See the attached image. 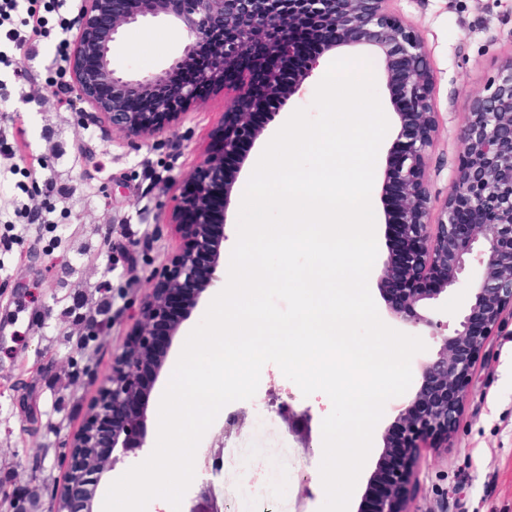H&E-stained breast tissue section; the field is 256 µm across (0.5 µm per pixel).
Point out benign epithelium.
<instances>
[{"label": "benign epithelium", "instance_id": "obj_1", "mask_svg": "<svg viewBox=\"0 0 512 512\" xmlns=\"http://www.w3.org/2000/svg\"><path fill=\"white\" fill-rule=\"evenodd\" d=\"M389 0H82L68 62L75 98L103 120L111 140L148 142L175 128L213 93L229 96L211 148L179 181L172 222L180 234L162 282L141 305L127 346L112 362V379L75 436L68 485L46 512H95L105 474L143 447L144 409L163 361L156 344L163 326L175 335L171 310L191 308L217 279L223 258L227 197L243 149L263 134L271 106L298 93L318 66L311 41L327 52L367 46L383 62L386 87L400 121L397 161L384 184L398 224L380 280L392 287L394 314L434 331L447 325L426 313L431 300L459 283L472 254L483 267L473 301L451 337L422 366L425 384L398 410L384 437L365 490L369 512H399L414 457L428 442L448 443L456 432L467 380L489 336L512 312V58L489 85L470 95L457 137L462 154L444 201L432 197L427 161L437 146L438 113L431 103L433 73L424 38ZM163 17L182 28L187 43L168 68L140 78L112 66L111 46L126 26ZM276 412L303 448L311 447L310 415L281 403ZM188 512H224V499L204 481Z\"/></svg>", "mask_w": 512, "mask_h": 512}]
</instances>
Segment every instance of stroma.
<instances>
[{
  "label": "stroma",
  "instance_id": "obj_1",
  "mask_svg": "<svg viewBox=\"0 0 512 512\" xmlns=\"http://www.w3.org/2000/svg\"><path fill=\"white\" fill-rule=\"evenodd\" d=\"M427 44L433 71V104L438 143L428 163L429 189L444 199L455 176L461 145L457 130L467 98L483 90L498 66L512 58V0H390ZM72 33L52 30L35 54L12 53L0 64V138L21 144L15 156H0V505L15 491L28 494L27 512H46L60 496L72 459L73 434L85 422L100 389L112 375L135 326V314L179 246L171 223L177 180L192 170L211 146L224 113L215 94L185 114L174 129L148 144L107 143L100 122L59 108L54 82L59 42ZM184 32L160 18L122 30L112 48L115 69L139 76L167 68L181 55ZM364 57L372 66L377 93L389 122L375 164L372 194L376 214L387 157L399 130L383 77L381 59L369 48H343L322 55L301 91L279 105L262 137L248 146L227 210L225 249L237 240L242 185L255 160L284 120L311 108L315 89L337 57ZM25 79H18V72ZM68 186L67 195L47 193L48 181ZM36 210L42 223H29ZM377 263L368 286L382 321L426 345L411 360V390L422 384L421 365L439 347L430 329L392 317L380 282L388 255L386 224L377 227ZM482 267L469 259L459 284L430 305L433 319L456 325L472 296L469 285ZM217 281L183 317L164 355V367L146 407V444L158 432L159 401L183 344L224 288ZM290 400L312 415V445L298 447L269 405ZM404 396L387 401L373 432L365 469L348 512H360L364 492ZM240 423L225 440L223 467L212 479L226 512H318L325 493L319 481L321 424L332 404L324 393L303 397L275 364L261 372L255 396L225 407ZM297 455L306 473L297 488L288 455ZM512 512V316L489 337L466 385L463 416L447 447L419 449L403 512Z\"/></svg>",
  "mask_w": 512,
  "mask_h": 512
}]
</instances>
